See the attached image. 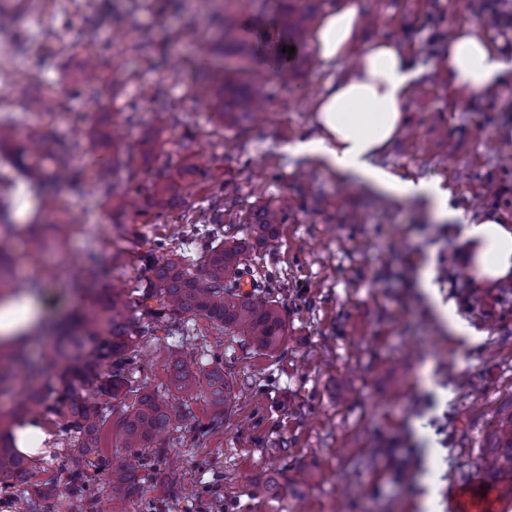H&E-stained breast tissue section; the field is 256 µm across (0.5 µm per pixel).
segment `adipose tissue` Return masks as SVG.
<instances>
[{
  "mask_svg": "<svg viewBox=\"0 0 512 512\" xmlns=\"http://www.w3.org/2000/svg\"><path fill=\"white\" fill-rule=\"evenodd\" d=\"M363 15L355 0L322 13L310 36L320 60H357L346 74L328 80L314 103L316 136L289 145L290 153L325 159L336 173L353 175L397 198L429 197L439 213L448 211V195L431 182L401 181L375 165L402 131L406 106L417 73L408 53L393 39L360 43ZM452 87L480 93L500 87L507 65L499 51L476 27L456 26L448 51L439 62ZM462 262L475 285H491L512 277V226L487 216L463 227ZM38 321L32 298L0 305V334L12 338Z\"/></svg>",
  "mask_w": 512,
  "mask_h": 512,
  "instance_id": "obj_1",
  "label": "adipose tissue"
}]
</instances>
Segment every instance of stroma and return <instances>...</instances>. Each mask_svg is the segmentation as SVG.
Returning a JSON list of instances; mask_svg holds the SVG:
<instances>
[{
  "label": "stroma",
  "mask_w": 512,
  "mask_h": 512,
  "mask_svg": "<svg viewBox=\"0 0 512 512\" xmlns=\"http://www.w3.org/2000/svg\"><path fill=\"white\" fill-rule=\"evenodd\" d=\"M357 2L373 19L362 39L397 40L420 71L405 127L382 166L405 180L438 182L451 217L438 218L428 199L396 200L336 174L322 158L287 152L313 136L311 108L350 61L301 65L284 83L251 56L252 76L268 80L269 111L255 128L212 135L208 84L192 69L152 68L146 58L180 47L187 32L215 40L213 14L224 0H144L135 10L130 0H93L89 9L34 0L15 24L28 37L25 50L15 49L13 32L0 36V110L18 113L20 130L40 128L47 149L75 150L87 133L111 132L133 104L140 121L127 135L150 134L158 143L135 166L142 186L183 156L188 127L194 150L224 184L232 219L280 197L291 204L276 241L250 260L257 273L271 274L268 294L288 322L277 353L253 350L200 317L186 335L160 331L140 341L130 365L134 387L163 390L167 363L187 355L229 372L233 392L220 417L204 400L188 404L183 429L160 440L162 455L146 458L126 512H288L286 480L301 468L311 474L305 512H448L461 469L495 446L496 427L512 417V279L474 287L460 261L464 223L495 215L512 225V195L493 196L494 183H512V81L468 94L431 65L460 23L478 25L512 64V0H494L489 10L483 0ZM92 18L104 35L120 26L151 36L145 52L126 42L92 45L129 76L98 104L74 93ZM33 81L64 100L65 114L52 121L22 112L20 90ZM157 95L187 127L155 118ZM62 200L74 222L52 255H31L21 236L12 244L20 279L40 280L38 300L52 323L71 321L88 305V294L72 285L88 250L98 253V280L136 283L137 251L176 242L186 208L208 209L209 191L173 202L162 224L143 223L136 194L120 216L105 204ZM425 270L442 301L454 303L459 326L421 288Z\"/></svg>",
  "instance_id": "35a3bbf8"
}]
</instances>
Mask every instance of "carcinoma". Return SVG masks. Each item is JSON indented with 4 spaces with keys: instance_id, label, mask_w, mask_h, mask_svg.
I'll use <instances>...</instances> for the list:
<instances>
[{
    "instance_id": "1",
    "label": "carcinoma",
    "mask_w": 512,
    "mask_h": 512,
    "mask_svg": "<svg viewBox=\"0 0 512 512\" xmlns=\"http://www.w3.org/2000/svg\"><path fill=\"white\" fill-rule=\"evenodd\" d=\"M286 39L279 47H303L315 18L308 0H284ZM217 41L197 42L195 70L203 82H214L211 89V117L219 126L246 125L266 114L269 96L266 81L242 77L239 72L215 76L205 61L221 47H231L247 56L251 48L243 37L237 12L226 10L217 18ZM117 87L125 82L120 68L105 78L98 54H87L82 62L79 95L99 100L104 81ZM25 109L51 115L64 108L54 93L25 87L22 90ZM18 139V118L12 112L0 114V146ZM117 157L112 163L99 159L107 141L96 135L86 138L81 155L66 150L46 152L45 138L31 132L22 139V150L15 164L30 183L39 207L29 224L22 226L14 219L15 202L12 179L0 176V301L15 294L13 238L26 234L33 253L49 247V238L64 234V226L44 230L40 223L44 211L55 210L58 191L64 187L95 203L114 204L120 210L124 198L131 194H146V204L139 215L145 223L160 221L174 199L191 196L198 180L210 177L209 159L202 153L184 155L172 166L168 163L157 170L149 191H143L132 172V163L139 157L148 158L156 148L152 136L129 138L111 137ZM126 176H120V172ZM212 233L198 246V259L186 252L193 242L183 238L163 262L143 258L144 267L138 284L128 287L125 281H112L93 295L87 309L76 320L73 331L61 338L59 346L47 357V364L58 368L54 381L26 393L18 411L32 406H48L55 416L53 423L63 449L40 463H34L16 451L10 442L11 424L0 419V488L26 486L27 497L20 512H41L42 503L58 495V486L51 479L37 481L38 472L54 469L67 475L65 500L88 501L90 484L95 475L110 464L98 443L100 427L104 425L112 402L130 388L129 363L136 352L137 341L158 331L175 332L182 324L200 316L225 332H236L258 351L277 352L288 336V323L276 301L260 295L266 282L258 281L249 264L250 253L275 240L278 226L288 221V199L266 203L257 208L246 222L242 236L222 235L224 231V196L211 195ZM96 251L86 254L74 284H80L95 273ZM250 277L253 290L242 291V282ZM23 351L15 349L0 355V390L4 389L20 369H30ZM169 385L180 397L204 398L215 414H224L229 377L220 367L204 371L191 358L175 357L168 364ZM186 415L182 404H172L160 393L143 391L124 410L116 426L114 444L130 453V460L111 470L112 483L122 487L125 497L138 495L146 453H154L158 438L179 430ZM475 467L497 479L512 476V419L499 429L498 445L475 460Z\"/></svg>"
}]
</instances>
